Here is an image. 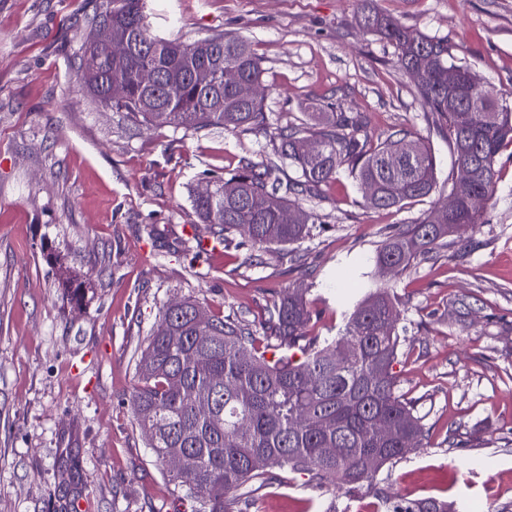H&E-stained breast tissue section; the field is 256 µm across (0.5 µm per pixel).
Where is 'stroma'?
I'll return each mask as SVG.
<instances>
[{"mask_svg":"<svg viewBox=\"0 0 512 512\" xmlns=\"http://www.w3.org/2000/svg\"><path fill=\"white\" fill-rule=\"evenodd\" d=\"M94 0H0V512H191L133 418L135 361L160 307L196 298L248 319L304 290L319 318L343 326L338 270L367 266L385 233L422 205L363 206L347 177L307 202L320 217L297 244L300 263L251 257L235 242L199 246L192 197L245 162L265 134L184 133L131 122L83 93L74 52ZM156 34L183 40L226 31L263 58L272 126L344 112L368 134L407 129L436 158L440 196L453 162L427 124L391 46L363 33V0H149ZM375 9L447 39L457 63L512 95V0H374ZM482 224L455 247L394 279L408 327L395 366L415 401L426 448L382 470L394 501L467 503L512 512V145L498 164ZM81 282L80 303L63 277ZM456 446H449V438ZM377 512L368 489L347 494L310 475L276 472L250 512Z\"/></svg>","mask_w":512,"mask_h":512,"instance_id":"obj_1","label":"stroma"}]
</instances>
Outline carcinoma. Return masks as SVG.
<instances>
[{"instance_id": "1", "label": "carcinoma", "mask_w": 512, "mask_h": 512, "mask_svg": "<svg viewBox=\"0 0 512 512\" xmlns=\"http://www.w3.org/2000/svg\"><path fill=\"white\" fill-rule=\"evenodd\" d=\"M106 21L112 23V40L133 36L138 48L116 59L105 45L81 43L76 76L95 101L160 128L246 129L275 142L274 158L246 163L213 180L212 195L192 198L196 217L216 243L239 233L243 248L276 246L280 257L298 260L290 246L311 237L318 221L299 200L317 196L343 171L360 185L377 187L376 194L363 197L371 209L401 210L436 193L434 158L421 136L402 131L374 141L359 135L357 119L342 112L310 113L323 124L316 135L305 123L270 130L265 69L247 39L221 32L189 42L156 35L148 0H97L86 25ZM356 21L392 46L398 71L412 77L428 124L447 136L455 158L448 194L457 207L434 204L387 233L376 250L377 271L396 277L482 223L484 205L496 193L499 154L512 144V102L487 83L464 94L461 111L449 110L448 68L465 66L456 63L447 39L371 7ZM202 64L213 76L201 87L193 72ZM229 65L243 83L258 89L254 97L224 83ZM147 67L157 74L153 86L141 80ZM111 80L126 86L123 99L107 98ZM301 139L317 145L314 156L296 154ZM281 162L297 176L281 181ZM286 210L295 214L293 221L284 220ZM200 306L190 296L176 311L162 306L137 357L138 383L131 396L137 424L154 430L148 447L157 460L184 458L183 469L164 476L178 498L195 503L193 512H228V494L234 495L236 512H249L254 492L270 484L275 469L309 473L320 483L351 490L366 487L385 512H450L448 502L434 498L392 502L377 481L384 467L425 447L428 438L416 403L398 390L394 365L407 328L390 289L379 286L352 305L337 336L310 333L314 315L303 293L294 290L266 308L262 347L242 318L210 314L197 321ZM346 343L350 358L339 366L336 351ZM382 422L387 435L379 431Z\"/></svg>"}]
</instances>
